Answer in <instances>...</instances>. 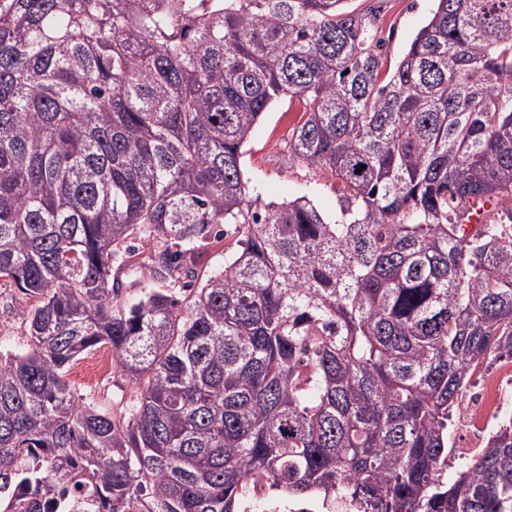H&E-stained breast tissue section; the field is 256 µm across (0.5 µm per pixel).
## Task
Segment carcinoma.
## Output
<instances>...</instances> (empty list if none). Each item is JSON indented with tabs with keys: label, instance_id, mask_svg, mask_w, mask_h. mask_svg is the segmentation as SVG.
Returning <instances> with one entry per match:
<instances>
[{
	"label": "carcinoma",
	"instance_id": "1",
	"mask_svg": "<svg viewBox=\"0 0 512 512\" xmlns=\"http://www.w3.org/2000/svg\"><path fill=\"white\" fill-rule=\"evenodd\" d=\"M345 0L0 8V512H241L258 479L362 512H512V417L456 478L471 369L512 356V0H435L396 69ZM305 100L289 159L331 173L251 211L242 148ZM224 269L195 287L218 225ZM152 283L122 298L136 236ZM191 288L182 299L177 283ZM106 346L118 413L67 380ZM22 297L16 288L5 284L4 280L0 281V348L4 354L26 346L28 341L27 324L17 308Z\"/></svg>",
	"mask_w": 512,
	"mask_h": 512
}]
</instances>
